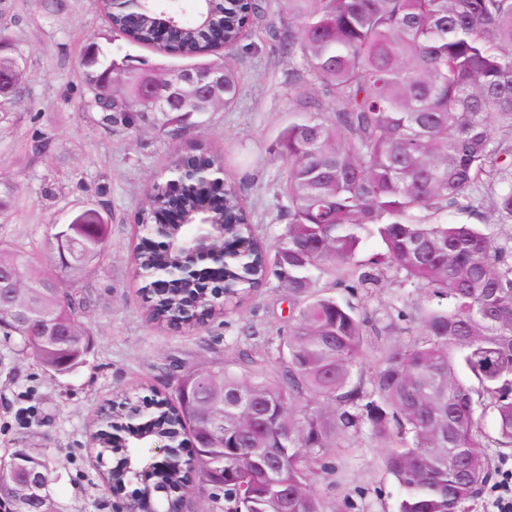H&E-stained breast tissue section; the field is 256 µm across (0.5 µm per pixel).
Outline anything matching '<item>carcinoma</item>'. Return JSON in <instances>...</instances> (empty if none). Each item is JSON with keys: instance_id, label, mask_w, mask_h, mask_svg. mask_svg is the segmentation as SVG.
<instances>
[{"instance_id": "carcinoma-1", "label": "carcinoma", "mask_w": 512, "mask_h": 512, "mask_svg": "<svg viewBox=\"0 0 512 512\" xmlns=\"http://www.w3.org/2000/svg\"><path fill=\"white\" fill-rule=\"evenodd\" d=\"M276 12L288 30L282 52L324 97L293 113L275 144L287 224L273 250L231 181L202 211L213 185L157 180L136 224H159L168 212L202 215L215 249L246 242L245 260H227L210 281L231 285L222 301L237 304L276 280L288 294V333L229 364L186 371L170 397L123 394L91 451L120 495L152 441L166 440L176 457L188 434L192 466L153 469L140 500L162 493L170 501L189 487L201 512H281L286 491L288 512H327L312 488L315 466L367 427L399 485L398 512H465L496 472L489 449L512 448V0H278ZM258 13L256 0L109 7L107 44L123 40L182 63L143 68L95 43L82 111L116 140L149 131L173 141L205 127L208 115L236 103L230 53ZM185 70L194 85L178 83ZM146 86L172 99L165 110L144 99ZM197 165L222 169L224 158L195 142L170 155L167 172ZM453 211L481 223H450ZM107 238L106 222L79 211L49 235L50 248L64 252L54 271L0 243V267L18 273L0 303V332L54 376L75 372L89 354L87 289L63 277L79 280ZM371 238L384 251L362 260ZM189 253L168 238L141 248L136 277L149 320L196 327L224 314L197 278L149 288L155 270ZM53 280L60 287H45ZM390 284L423 297L400 294L380 312L369 308ZM338 288L349 298L337 300ZM17 308L27 324L14 319ZM46 324L68 334L47 333ZM135 413L152 424L128 426ZM490 413L493 435L484 426ZM26 469L54 482L49 450L18 448L0 457V503L9 512H60L52 493L30 499Z\"/></svg>"}]
</instances>
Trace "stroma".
<instances>
[{"label":"stroma","mask_w":512,"mask_h":512,"mask_svg":"<svg viewBox=\"0 0 512 512\" xmlns=\"http://www.w3.org/2000/svg\"><path fill=\"white\" fill-rule=\"evenodd\" d=\"M1 25L11 32L6 53L18 57L27 81L22 101L0 115V181L16 188L0 213V242L33 253L41 265L53 264L52 226L69 223L103 195L110 202V232L103 259L82 277L92 291L82 319L90 332L82 367L52 376L0 335V456L49 449L63 512H119L140 483H128L119 499L103 484L90 450L98 405L140 387L173 392L185 370L230 361L249 339L286 334L289 325L288 300L272 283L196 331L173 332L147 321L132 275L141 237L132 217L144 191L165 176L172 150L204 140L223 156L224 177L242 188L260 234L274 240L284 226L274 144L300 97L321 93L307 84L298 63L279 53L281 27L270 13L255 22L233 60L242 90L232 111L212 113L207 126L186 139L166 143L146 132L116 141L78 109L81 62L107 28L98 0H58L50 12L38 0H0ZM43 133L53 140L51 153H28L29 142ZM47 185L52 194L44 193ZM382 455L369 432L355 435L329 454L335 475L314 476L313 487L332 512H398V485Z\"/></svg>","instance_id":"stroma-1"}]
</instances>
